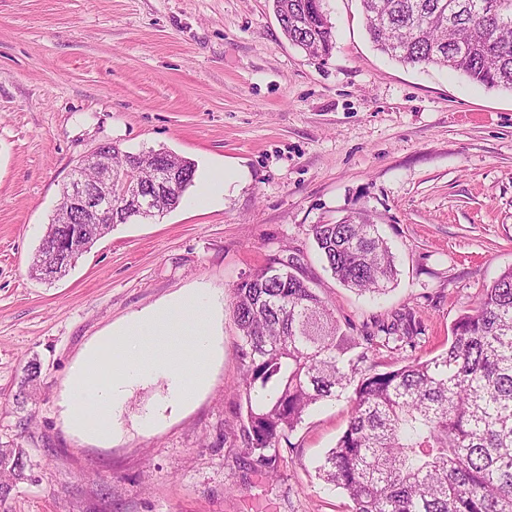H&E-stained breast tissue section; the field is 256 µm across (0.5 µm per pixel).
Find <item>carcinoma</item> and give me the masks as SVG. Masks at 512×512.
I'll list each match as a JSON object with an SVG mask.
<instances>
[{"instance_id": "carcinoma-1", "label": "carcinoma", "mask_w": 512, "mask_h": 512, "mask_svg": "<svg viewBox=\"0 0 512 512\" xmlns=\"http://www.w3.org/2000/svg\"><path fill=\"white\" fill-rule=\"evenodd\" d=\"M377 50L410 65L464 73L512 91V0H361ZM282 32L312 57L333 48L322 0H273ZM164 162L185 174L178 192L158 198L176 209L195 163L168 153L141 155L150 180ZM325 268L343 286L383 294L396 274L394 256L374 224L355 219L311 227ZM69 256L38 249L30 273L60 276ZM245 400L237 433L247 454L274 472L270 453L317 403L353 387L349 424L319 466L342 489L351 512H512V267L484 290L478 306L452 328L448 349L394 370L361 374L366 354L343 332L309 283L274 258L233 289ZM25 449L0 448V497L26 478Z\"/></svg>"}]
</instances>
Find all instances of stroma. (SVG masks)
I'll return each mask as SVG.
<instances>
[{"label":"stroma","instance_id":"1","mask_svg":"<svg viewBox=\"0 0 512 512\" xmlns=\"http://www.w3.org/2000/svg\"><path fill=\"white\" fill-rule=\"evenodd\" d=\"M334 47L313 59L272 0H0V447L30 457L0 512H348L318 467L348 398L312 407L279 444L277 475L239 443L231 290L270 258L301 273L340 321L412 313L415 348L373 344L364 373L432 358L512 267V91L377 51L360 0H323ZM195 161L181 205L120 224L51 283L29 273L72 167L99 145ZM221 202L197 188L225 167ZM359 213L396 255L383 296L325 270L310 232ZM202 290L220 352L207 389L166 406V382L130 389L120 431L70 423L72 374L132 314ZM38 364L36 386L24 383Z\"/></svg>","mask_w":512,"mask_h":512}]
</instances>
